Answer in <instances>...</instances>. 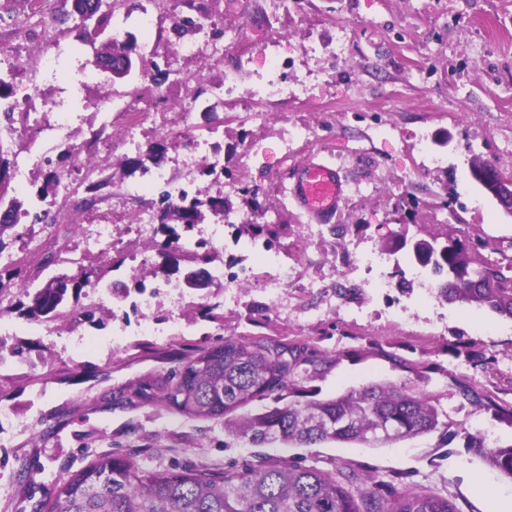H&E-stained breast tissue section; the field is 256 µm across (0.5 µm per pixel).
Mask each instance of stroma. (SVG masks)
<instances>
[{
	"label": "stroma",
	"mask_w": 512,
	"mask_h": 512,
	"mask_svg": "<svg viewBox=\"0 0 512 512\" xmlns=\"http://www.w3.org/2000/svg\"><path fill=\"white\" fill-rule=\"evenodd\" d=\"M192 11L211 15L239 41L220 64L206 68L201 60H182L189 80L174 84L161 70L177 55L172 19ZM71 12V0H10L0 12V39L18 54L10 76L14 88L38 82L41 97L57 102L69 123L67 139L10 186L15 196L27 198L60 169L78 185L75 202L63 216H51L50 228L28 227L11 244L13 282L27 280L45 254L75 249L80 225L98 218L130 180L127 153L106 149L120 126L107 124L103 101L115 95L151 100L156 124L139 150L162 146L158 166L175 176L176 159L191 141L182 131L181 107L236 65L244 68L241 89L249 91L272 58L279 60L282 77L307 76L305 101L260 100L259 108L270 115L261 125L246 120L239 102L215 101L197 121L223 140L225 180L244 172L248 184L258 187L274 248L297 266L298 275L281 306L256 287L213 283L185 290V324L175 337L138 332L139 310L113 297L99 304L96 314L105 324L96 327L65 319L28 321L16 309L17 297L5 296L0 309L17 330L4 342L21 347L23 355L15 366L0 369V410L12 415L0 422V512H39L60 477L110 452L128 455L146 470L221 468L256 454L272 461L293 455L307 465L317 461L327 468L340 461L429 490L461 512H499L512 501V481L462 439L439 432L378 448L340 442L258 448L228 432L223 419L186 416L133 395L177 369L193 349L226 336L304 340L325 360L306 384L318 398L373 383L398 384L417 370L424 389L439 396L453 420L487 432L488 446L512 444V426L459 408L448 393L455 375L512 402V321L445 302L417 284L402 288L410 277L406 253L392 255L385 272L394 286L383 298L373 274L359 263L362 254L380 250L397 234L427 238L451 231L484 240L481 260L512 265V216L470 175L477 156L512 178V0H288L284 7L275 0H163L154 9L149 38L137 41L155 67L122 81L81 85L75 77L93 49ZM340 43L346 46L341 54ZM55 44L63 49L57 78L35 77L29 61ZM294 123L311 127L314 138L286 156L281 138ZM249 138L263 141L261 155L248 157ZM71 146L94 164L90 177L68 156ZM430 153L439 163L427 161ZM310 156L334 163L347 183L335 224L321 238L308 234L309 218L288 194L295 164ZM88 197L93 205H85ZM165 239L157 226L140 242L149 257L141 267L123 247L91 255L82 266L101 270L121 287H133L142 277L161 282L165 276L155 268ZM79 267L70 266V273ZM345 280L357 284L358 292L344 297L343 310L312 317L310 307Z\"/></svg>",
	"instance_id": "35a3bbf8"
}]
</instances>
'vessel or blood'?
Segmentation results:
<instances>
[{
  "label": "vessel or blood",
  "mask_w": 512,
  "mask_h": 512,
  "mask_svg": "<svg viewBox=\"0 0 512 512\" xmlns=\"http://www.w3.org/2000/svg\"><path fill=\"white\" fill-rule=\"evenodd\" d=\"M289 193L295 205L312 220L326 224L343 202L345 183L335 165L309 160L299 166Z\"/></svg>",
  "instance_id": "obj_1"
}]
</instances>
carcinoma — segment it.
I'll use <instances>...</instances> for the list:
<instances>
[{"mask_svg":"<svg viewBox=\"0 0 512 512\" xmlns=\"http://www.w3.org/2000/svg\"><path fill=\"white\" fill-rule=\"evenodd\" d=\"M145 60L134 37L108 39L94 50L92 65L113 78L129 76L133 66L125 63L131 53ZM161 152L126 161L131 172H144ZM15 161L0 150V253L8 243L4 234L16 232L19 217L38 201L56 194L62 173H51L35 195L23 202L9 194L11 168ZM228 211L220 195L188 204H172L158 211L159 224L170 230L164 245L170 266L180 271L187 287L204 289L210 278L204 265L211 261L207 244L199 242L187 252L180 245L179 230L189 231L203 223L205 213ZM417 264L438 278L439 296L448 302L474 304L512 319V276L503 267L477 258L476 243L448 235V251L434 253L433 245L420 240L413 252ZM68 258L50 254L33 270L29 283L17 289L20 315L30 321L82 319L98 327L95 311L81 303L82 290L103 283L90 280L82 271L69 274L62 266ZM60 266L38 288L30 284L44 270ZM320 363L306 343L278 339L242 340L227 337L217 345L195 350L164 380L140 392L141 397L176 407L177 412L198 418H222L228 430L249 443L262 446L279 442L288 447H310L326 441L358 442L373 446L442 431L461 436L464 447L473 449L503 476L512 479V444L490 448L485 435L470 431L466 423H454L440 410L438 400L412 380L400 384L377 383L351 388L329 399L304 401L303 383L313 378L309 367ZM451 387L460 406L471 405L490 412L512 426V405L475 389L467 380L455 378ZM263 403L254 413L251 407ZM43 512H461L448 499L415 486L398 488L389 480L376 479L344 463L330 470L316 464L303 465L292 457L275 462L262 455L249 463L223 469L155 468L144 470L119 453L97 456L81 470L59 479Z\"/></svg>","mask_w":512,"mask_h":512,"instance_id":"obj_1","label":"carcinoma"}]
</instances>
